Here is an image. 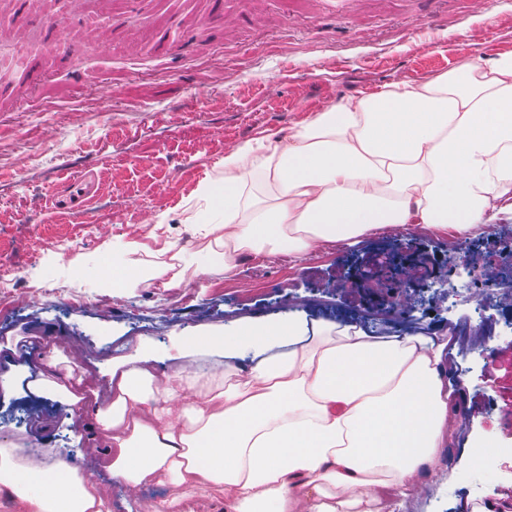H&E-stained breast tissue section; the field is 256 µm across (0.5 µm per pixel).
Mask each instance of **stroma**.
I'll list each match as a JSON object with an SVG mask.
<instances>
[{
    "mask_svg": "<svg viewBox=\"0 0 512 512\" xmlns=\"http://www.w3.org/2000/svg\"><path fill=\"white\" fill-rule=\"evenodd\" d=\"M112 0L127 20L110 53L95 42L60 53L34 38L0 49V444L52 448L94 481L111 512H143L166 486L130 489L101 462L94 394L105 390L113 359L148 353L157 374L207 370L224 362L207 331L243 319L298 311L306 325L358 322L377 336L451 333L453 379L465 381L464 414L448 450L420 477L407 505L392 512H472L489 487L512 493V288L485 305V267L512 273V215H499L495 240L465 241L464 271L447 236L408 233L414 282L388 266L392 236L328 248L302 261L240 256L242 287L218 269L216 240L224 191L210 201L200 185L217 180L226 151L288 130L313 113L404 79L454 68L460 33L479 34L484 59L512 51V0H227L221 20L204 22L197 42L171 58L160 37L178 39L206 0H152L150 23ZM150 219L137 238L133 225ZM141 241L144 266L169 264L172 288L120 287L126 246ZM438 280L469 281L471 294L449 306L431 294ZM418 307L405 319L389 309L401 294ZM27 304L13 307V300ZM87 383L67 405L31 394L27 384L51 354ZM483 436L500 447L489 467L466 450Z\"/></svg>",
    "mask_w": 512,
    "mask_h": 512,
    "instance_id": "1",
    "label": "stroma"
}]
</instances>
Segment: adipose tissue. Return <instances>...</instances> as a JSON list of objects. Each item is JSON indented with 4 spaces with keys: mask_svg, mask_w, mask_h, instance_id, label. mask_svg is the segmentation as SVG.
<instances>
[{
    "mask_svg": "<svg viewBox=\"0 0 512 512\" xmlns=\"http://www.w3.org/2000/svg\"><path fill=\"white\" fill-rule=\"evenodd\" d=\"M224 280L243 253L304 256L393 224L469 233L512 206V52L349 98L224 155ZM224 368L156 375L145 355L112 370L98 412L104 461L130 488L223 487L238 512H374L408 494L445 447L464 385L445 378L450 337H383L296 314L235 322ZM251 350L255 364L236 360ZM186 398L185 421L168 420ZM33 482L51 484L46 498ZM0 490L22 512H105L97 486L55 461L30 470L0 448Z\"/></svg>",
    "mask_w": 512,
    "mask_h": 512,
    "instance_id": "ef3b65f1",
    "label": "adipose tissue"
}]
</instances>
